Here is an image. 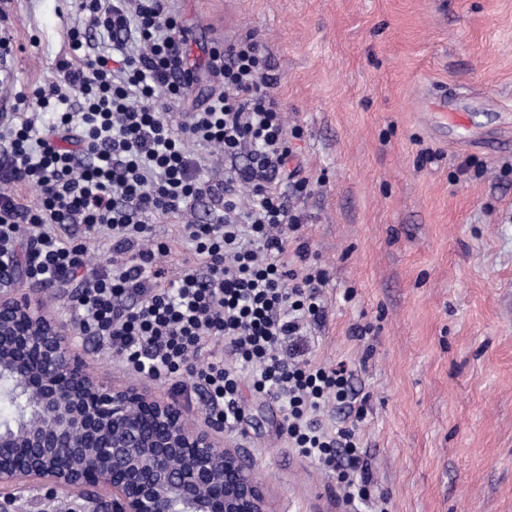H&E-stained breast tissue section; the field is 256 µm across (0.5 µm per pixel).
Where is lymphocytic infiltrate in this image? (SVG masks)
I'll use <instances>...</instances> for the list:
<instances>
[{
    "label": "lymphocytic infiltrate",
    "mask_w": 512,
    "mask_h": 512,
    "mask_svg": "<svg viewBox=\"0 0 512 512\" xmlns=\"http://www.w3.org/2000/svg\"><path fill=\"white\" fill-rule=\"evenodd\" d=\"M79 9L111 51L69 31L60 83L16 93L27 117L0 114V141L10 146L0 164V267L21 259L33 280L77 283L83 333L101 337L131 373L190 376L225 426L241 419L242 386L286 400L289 448L365 497L367 464L353 434L315 418L329 400L349 403L351 372L283 355L319 318L327 273L311 265L297 274L284 258L285 231L300 227L288 191L306 182L290 167L295 150L258 41H214L210 68L222 89L176 128L162 113L185 99L191 69L172 0H80ZM37 112L51 121L35 122ZM195 146L223 149V179L202 174ZM18 186L36 187V203H20ZM201 199L212 217L180 225L193 256L170 274L154 227ZM71 224L108 240L106 264L88 261L85 243L66 235Z\"/></svg>",
    "instance_id": "1"
}]
</instances>
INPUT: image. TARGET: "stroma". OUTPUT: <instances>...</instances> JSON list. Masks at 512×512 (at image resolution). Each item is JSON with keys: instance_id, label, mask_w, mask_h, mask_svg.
<instances>
[{"instance_id": "obj_1", "label": "stroma", "mask_w": 512, "mask_h": 512, "mask_svg": "<svg viewBox=\"0 0 512 512\" xmlns=\"http://www.w3.org/2000/svg\"><path fill=\"white\" fill-rule=\"evenodd\" d=\"M79 0H8L14 93L50 88L82 26ZM194 66L186 106L215 79L216 38L261 42L309 185L289 193L302 224L286 242L328 274L306 358L353 372L352 428L370 496L287 447L281 401L243 388V449L274 512H512V0H178ZM465 112L438 133L423 100ZM98 377L141 383L94 336L77 339Z\"/></svg>"}]
</instances>
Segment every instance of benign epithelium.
Here are the masks:
<instances>
[{"label": "benign epithelium", "instance_id": "1", "mask_svg": "<svg viewBox=\"0 0 512 512\" xmlns=\"http://www.w3.org/2000/svg\"><path fill=\"white\" fill-rule=\"evenodd\" d=\"M25 267L0 274V377L31 406L0 427V490L10 502L44 488L106 495V512H271L270 489L223 424L191 422L171 397L94 376L70 328L32 291Z\"/></svg>", "mask_w": 512, "mask_h": 512}]
</instances>
